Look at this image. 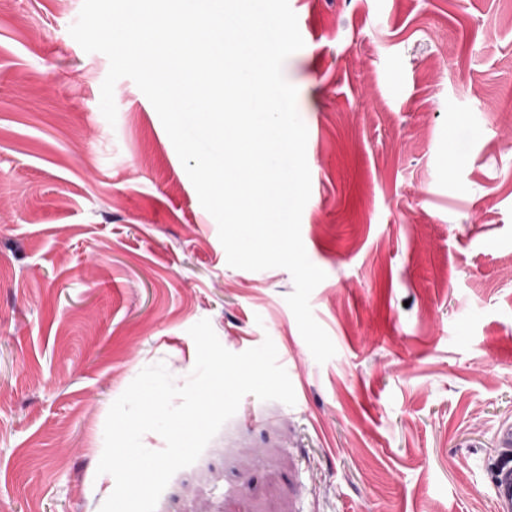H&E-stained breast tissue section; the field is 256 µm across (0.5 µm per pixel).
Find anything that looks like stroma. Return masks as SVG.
Instances as JSON below:
<instances>
[{"label":"stroma","mask_w":512,"mask_h":512,"mask_svg":"<svg viewBox=\"0 0 512 512\" xmlns=\"http://www.w3.org/2000/svg\"><path fill=\"white\" fill-rule=\"evenodd\" d=\"M308 128L301 236L336 354L283 268L228 265L151 102L69 33L82 0L0 11V512H99L111 404L183 384L188 330L271 338L296 403L245 396L156 512H493L512 427V23L497 0H289Z\"/></svg>","instance_id":"stroma-1"}]
</instances>
